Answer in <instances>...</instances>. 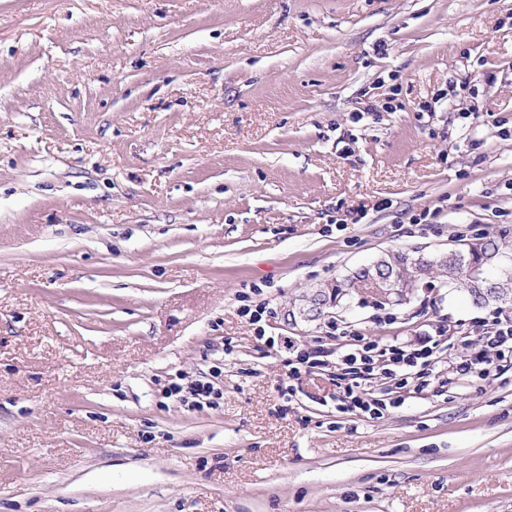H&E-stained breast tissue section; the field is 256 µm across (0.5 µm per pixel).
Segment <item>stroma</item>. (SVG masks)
<instances>
[{
  "label": "stroma",
  "instance_id": "obj_1",
  "mask_svg": "<svg viewBox=\"0 0 512 512\" xmlns=\"http://www.w3.org/2000/svg\"><path fill=\"white\" fill-rule=\"evenodd\" d=\"M502 231L512 0H0V512H512V365L452 369L512 310L440 276L288 317ZM357 335L435 341L429 386L347 411ZM173 392L174 395L185 393L179 396L181 400H183V402H185L186 400L188 402V400L192 398L194 399V401H192L193 403L200 405V399L204 400L211 397V394L215 393V388L210 382L196 381L194 383L189 384L187 390H184V387L180 385H175L174 389L171 392V395H173Z\"/></svg>",
  "mask_w": 512,
  "mask_h": 512
}]
</instances>
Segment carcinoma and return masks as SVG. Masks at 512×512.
Wrapping results in <instances>:
<instances>
[{
	"label": "carcinoma",
	"instance_id": "cac0c4a2",
	"mask_svg": "<svg viewBox=\"0 0 512 512\" xmlns=\"http://www.w3.org/2000/svg\"><path fill=\"white\" fill-rule=\"evenodd\" d=\"M483 246L481 250L466 252L460 258H429L425 261L413 258L407 253L394 251L391 253L390 263L386 265L374 264L362 268L354 274L336 280L330 285V289L323 292L328 301H341L348 295V288L358 282L369 281L384 292H397L402 294V289L412 288L425 278L431 277L438 271H442L448 277V281L456 287L464 290L476 305L490 302H500L496 281L487 277V270L501 259L504 250L512 247V242L506 239L505 234L481 235ZM470 265L479 268L480 282L477 285L469 284L461 275V267Z\"/></svg>",
	"mask_w": 512,
	"mask_h": 512
}]
</instances>
